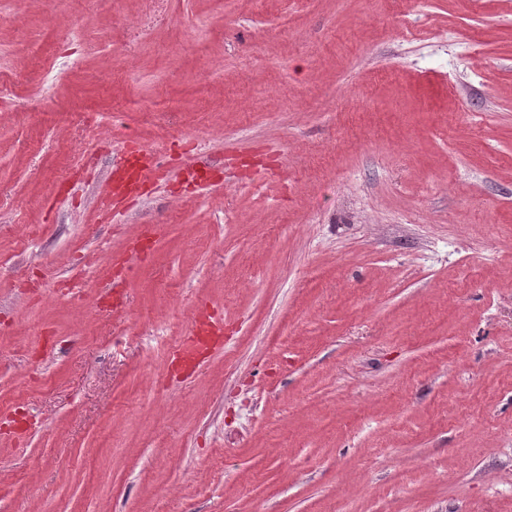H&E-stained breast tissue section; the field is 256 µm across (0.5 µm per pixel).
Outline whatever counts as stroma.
<instances>
[{"label":"stroma","mask_w":512,"mask_h":512,"mask_svg":"<svg viewBox=\"0 0 512 512\" xmlns=\"http://www.w3.org/2000/svg\"><path fill=\"white\" fill-rule=\"evenodd\" d=\"M143 4L0 0V512H512V0ZM136 151L144 159V162L137 165L132 172L133 181L139 183L155 180L157 174L162 172L161 166L156 161L155 152L143 145H139Z\"/></svg>","instance_id":"obj_1"}]
</instances>
